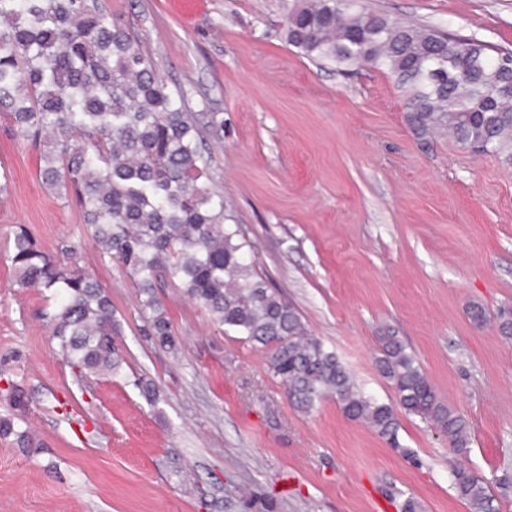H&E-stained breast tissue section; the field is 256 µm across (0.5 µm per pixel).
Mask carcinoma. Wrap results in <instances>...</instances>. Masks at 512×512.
I'll list each match as a JSON object with an SVG mask.
<instances>
[{"instance_id":"carcinoma-1","label":"carcinoma","mask_w":512,"mask_h":512,"mask_svg":"<svg viewBox=\"0 0 512 512\" xmlns=\"http://www.w3.org/2000/svg\"><path fill=\"white\" fill-rule=\"evenodd\" d=\"M286 40L320 66L381 70L406 93V119L421 141L449 132L464 150L491 154L512 167V53L493 56L482 41L421 28L356 8V0H300L288 13ZM0 117L40 148L43 182L64 191L93 228L92 241L137 277L145 327L155 346L178 343L154 279L161 277L204 307L227 335L270 350L268 368L308 412L334 398L343 413L366 422L401 448L392 406L360 393L336 353L309 336L298 310L269 288L248 253L252 245L231 223L224 196L210 180L201 130L183 94L154 71L138 37L103 0H0ZM82 244L61 256L40 249L24 226L13 237L11 262L22 287L56 297L43 318L77 380L118 377L125 359L120 326L101 285L78 265ZM512 340V308L497 313ZM378 370L407 414L433 423L450 449L468 453L467 424L444 404L422 366L389 329L377 336ZM134 386L151 405L156 384ZM0 435L33 444L30 434L0 418ZM453 487L470 512H499L512 473L495 484L465 468Z\"/></svg>"}]
</instances>
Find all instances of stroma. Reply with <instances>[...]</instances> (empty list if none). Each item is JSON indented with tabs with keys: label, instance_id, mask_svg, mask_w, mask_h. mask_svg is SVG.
<instances>
[{
	"label": "stroma",
	"instance_id": "35a3bbf8",
	"mask_svg": "<svg viewBox=\"0 0 512 512\" xmlns=\"http://www.w3.org/2000/svg\"><path fill=\"white\" fill-rule=\"evenodd\" d=\"M104 3L203 125L211 186L269 285L360 392L390 405L377 336L394 330L468 422L470 452L455 457L402 412L398 450L336 400L302 413L267 349L225 335L170 284L158 296L178 350L153 345L133 277L94 247L81 211L43 183L38 153L0 119V416L21 391L36 443L0 436V512H247L251 498L274 512H398L409 497L419 512H469L452 464L487 479L512 466V342L495 320L512 305V168L445 137L418 140L383 72L343 74L288 45L294 0H204L188 19L172 0ZM359 5L512 53V0ZM20 224L52 254L82 244L81 267L112 298L123 377L78 385L41 316L45 293L15 284L8 245ZM138 377L156 384V404Z\"/></svg>",
	"mask_w": 512,
	"mask_h": 512
}]
</instances>
